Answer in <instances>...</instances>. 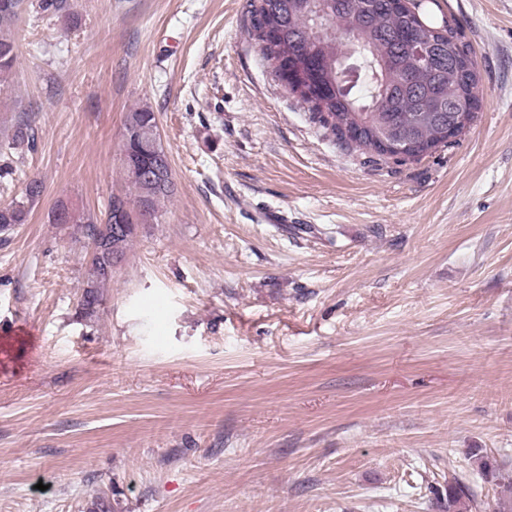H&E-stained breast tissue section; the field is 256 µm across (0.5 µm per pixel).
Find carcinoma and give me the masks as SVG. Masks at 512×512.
<instances>
[{
	"mask_svg": "<svg viewBox=\"0 0 512 512\" xmlns=\"http://www.w3.org/2000/svg\"><path fill=\"white\" fill-rule=\"evenodd\" d=\"M21 0H0V90L17 62L10 36ZM423 0H253L249 37L278 80L308 107L313 117L347 150H362L393 160L382 140H409L415 150L404 161H418L451 145L448 127L454 123L460 99L474 103L464 133L478 112L480 73L471 47L457 25L444 17L432 22L422 11ZM429 48L420 63L418 47ZM155 113L138 107L127 112L123 150L134 199H145L151 223L158 222L161 203L174 194L170 163L163 164V182L148 181L140 163L163 151ZM33 180L26 200L0 206V230L28 220V202L39 197ZM52 223L74 224L79 238L98 248L86 273L80 310L94 316L103 290L112 281L113 264L123 259L136 235L131 229L112 234L111 225L130 224L134 216L109 203L103 220L79 214L66 205L52 212ZM448 512H468L474 491L462 478L444 489Z\"/></svg>",
	"mask_w": 512,
	"mask_h": 512,
	"instance_id": "obj_1",
	"label": "carcinoma"
}]
</instances>
